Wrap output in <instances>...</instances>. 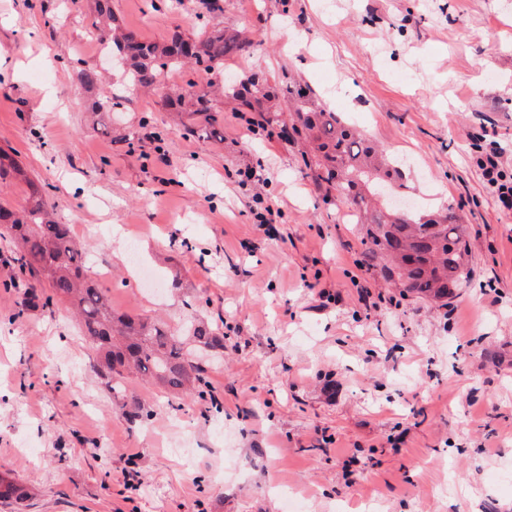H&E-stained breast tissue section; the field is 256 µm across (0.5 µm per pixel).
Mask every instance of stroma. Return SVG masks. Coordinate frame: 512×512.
Masks as SVG:
<instances>
[{
    "instance_id": "1",
    "label": "stroma",
    "mask_w": 512,
    "mask_h": 512,
    "mask_svg": "<svg viewBox=\"0 0 512 512\" xmlns=\"http://www.w3.org/2000/svg\"><path fill=\"white\" fill-rule=\"evenodd\" d=\"M213 21L254 48L214 78L308 85L403 158L418 209L455 207L471 275L447 304L401 294L373 268L348 208L303 144L251 131L217 98L175 113L125 85L84 88L100 61L92 0H0V182L19 208L44 185L115 312L224 331L214 402L130 377L103 390L76 319L42 307L0 237V477L27 489L0 512H512V210L487 190L477 138L512 173V0H219ZM149 42L198 30L200 0H112ZM122 90L116 119L94 111ZM278 208L257 224L255 198ZM179 288H170L172 277ZM148 420H132L138 408Z\"/></svg>"
}]
</instances>
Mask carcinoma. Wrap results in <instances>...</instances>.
<instances>
[{
  "instance_id": "cac0c4a2",
  "label": "carcinoma",
  "mask_w": 512,
  "mask_h": 512,
  "mask_svg": "<svg viewBox=\"0 0 512 512\" xmlns=\"http://www.w3.org/2000/svg\"><path fill=\"white\" fill-rule=\"evenodd\" d=\"M94 11V33L104 37L112 55L125 59L128 83L142 88L163 89L168 70L181 65L198 75L215 74L224 68V56L252 46L249 40L207 23L193 37L176 34L163 43L146 42L115 25L112 0H94ZM228 91L257 113L261 130L269 132L285 124L282 108L270 104L274 93L263 76L253 73ZM287 94L291 128L313 145L314 154L305 165L316 169L317 179L364 225V242L379 260L383 277L418 298L448 300L470 275V248L454 207L400 219L377 206L379 185L403 188L398 162L339 113L316 105L310 88L290 86ZM166 103L181 112L208 113L207 128L197 135H217V117L210 114L206 94L188 92ZM27 184L26 208L0 204V230L18 240L14 262L19 269L48 282L52 295L46 305L67 303L75 308L83 333L96 350V372L108 393L121 394L135 374L172 395L206 400L210 388L201 362L217 361L224 354V331L199 321L177 336L152 318L115 314L103 289L84 278V253L69 226L56 223L41 188L31 180ZM22 495L20 485L0 477L1 503Z\"/></svg>"
}]
</instances>
